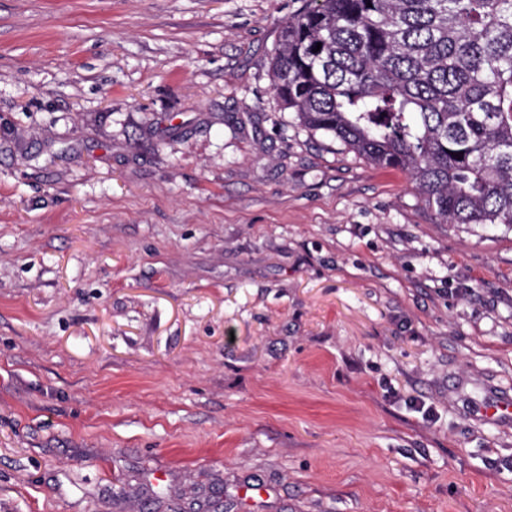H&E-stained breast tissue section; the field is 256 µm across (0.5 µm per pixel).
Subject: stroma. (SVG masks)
I'll use <instances>...</instances> for the list:
<instances>
[{
	"label": "stroma",
	"instance_id": "35a3bbf8",
	"mask_svg": "<svg viewBox=\"0 0 512 512\" xmlns=\"http://www.w3.org/2000/svg\"><path fill=\"white\" fill-rule=\"evenodd\" d=\"M304 5L0 0V512H512V228L294 121ZM465 408L471 415L484 422L489 420L496 423L509 422L510 419L512 420V395L499 393L483 406H475L466 400Z\"/></svg>",
	"mask_w": 512,
	"mask_h": 512
}]
</instances>
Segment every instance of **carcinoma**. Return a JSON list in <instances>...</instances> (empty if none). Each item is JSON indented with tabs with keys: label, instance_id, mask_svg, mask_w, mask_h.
I'll use <instances>...</instances> for the list:
<instances>
[{
	"label": "carcinoma",
	"instance_id": "obj_1",
	"mask_svg": "<svg viewBox=\"0 0 512 512\" xmlns=\"http://www.w3.org/2000/svg\"><path fill=\"white\" fill-rule=\"evenodd\" d=\"M272 85L303 127L406 173L439 223L512 228V0H309Z\"/></svg>",
	"mask_w": 512,
	"mask_h": 512
}]
</instances>
